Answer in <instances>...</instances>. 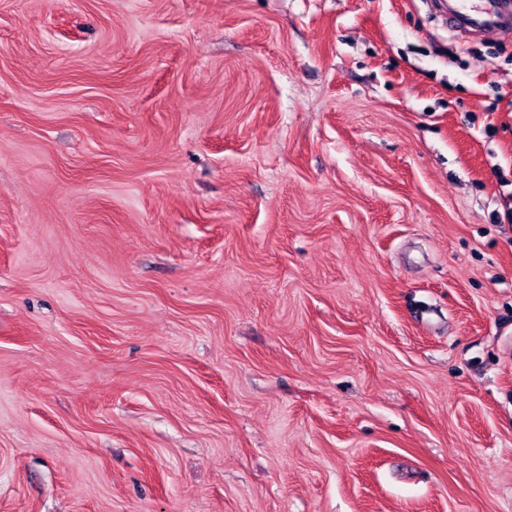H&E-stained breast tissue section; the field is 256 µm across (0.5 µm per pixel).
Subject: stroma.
I'll return each instance as SVG.
<instances>
[{
  "label": "stroma",
  "instance_id": "stroma-1",
  "mask_svg": "<svg viewBox=\"0 0 512 512\" xmlns=\"http://www.w3.org/2000/svg\"><path fill=\"white\" fill-rule=\"evenodd\" d=\"M0 512H512V30L0 0Z\"/></svg>",
  "mask_w": 512,
  "mask_h": 512
}]
</instances>
